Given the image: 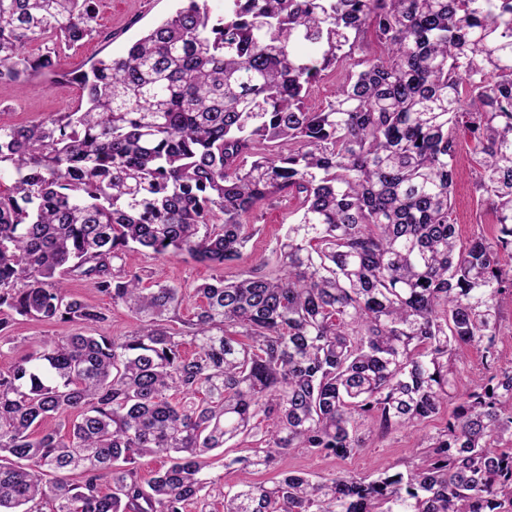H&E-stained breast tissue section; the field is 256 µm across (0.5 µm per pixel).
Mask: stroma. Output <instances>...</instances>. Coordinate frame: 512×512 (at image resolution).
Segmentation results:
<instances>
[{
	"mask_svg": "<svg viewBox=\"0 0 512 512\" xmlns=\"http://www.w3.org/2000/svg\"><path fill=\"white\" fill-rule=\"evenodd\" d=\"M178 6L177 0H98V22L101 36L81 45L61 50V64L69 70L89 68L96 59L122 54L127 45ZM82 92L72 84H54L43 78L29 81L25 89L16 85L0 83V122L28 123L46 118L55 112L74 109ZM457 178L451 198V217L457 226L459 246H467L472 237L480 232L492 233L493 215L488 208L477 202L473 187V171L476 159L466 138H459L455 157ZM295 202L288 197L278 198L264 207L255 222L256 235L244 249L241 258L224 268V274L235 277L259 267L261 261L271 258L277 239L284 231L288 215ZM131 266L144 270L151 280L175 283L187 288L189 295L180 314L190 316L200 303L194 288L210 281L215 270L209 264L184 258L155 259L135 255ZM72 294L106 310L109 333L121 336L133 330L135 322L126 310L113 307L109 298L99 294L84 281L69 284ZM78 328L71 323H38L25 319L15 320L10 334L12 350L0 352V370L7 369L16 358L29 352L41 340L55 336H69ZM445 417L429 421L417 431H393L385 435L374 433L372 423H365L369 437L366 448L345 459L324 457L315 454H300L288 457L285 469L327 476L338 472H349L359 477H375L379 472L391 469L403 471L410 465L421 437L435 435L445 425Z\"/></svg>",
	"mask_w": 512,
	"mask_h": 512,
	"instance_id": "obj_1",
	"label": "stroma"
}]
</instances>
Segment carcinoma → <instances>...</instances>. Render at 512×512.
<instances>
[{
    "label": "carcinoma",
    "instance_id": "1",
    "mask_svg": "<svg viewBox=\"0 0 512 512\" xmlns=\"http://www.w3.org/2000/svg\"><path fill=\"white\" fill-rule=\"evenodd\" d=\"M101 34L96 0H0V83L69 81L85 102L0 123V349L15 317L99 328L43 340L0 371V512H512V0H206L121 56L61 67L38 40ZM338 76L333 100L306 106ZM470 136L494 234L457 243V142ZM297 200L275 265L224 278L251 219ZM219 270L195 293L143 284L128 258ZM92 284L136 321L102 330ZM194 353L183 351L185 344ZM484 372L404 472L241 485L299 452L347 458L448 407L452 368ZM48 417L58 430H37ZM247 456L207 455L238 437ZM166 457L148 480L138 459ZM497 350L503 359H512V302L504 300L502 304Z\"/></svg>",
    "mask_w": 512,
    "mask_h": 512
}]
</instances>
